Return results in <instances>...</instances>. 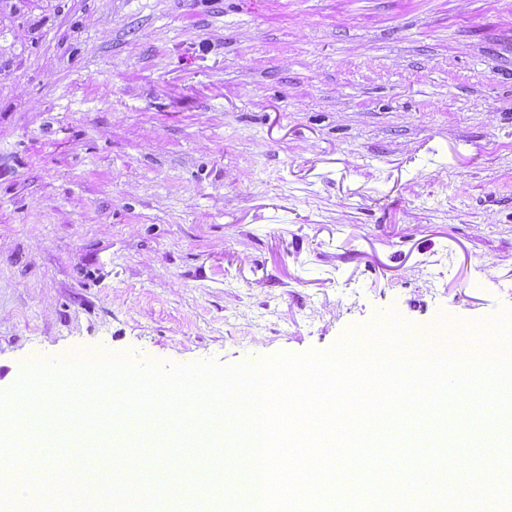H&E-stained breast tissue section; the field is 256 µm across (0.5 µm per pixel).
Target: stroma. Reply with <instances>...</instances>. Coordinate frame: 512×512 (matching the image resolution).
Masks as SVG:
<instances>
[{
  "mask_svg": "<svg viewBox=\"0 0 512 512\" xmlns=\"http://www.w3.org/2000/svg\"><path fill=\"white\" fill-rule=\"evenodd\" d=\"M512 312V0H0V393Z\"/></svg>",
  "mask_w": 512,
  "mask_h": 512,
  "instance_id": "stroma-1",
  "label": "stroma"
}]
</instances>
